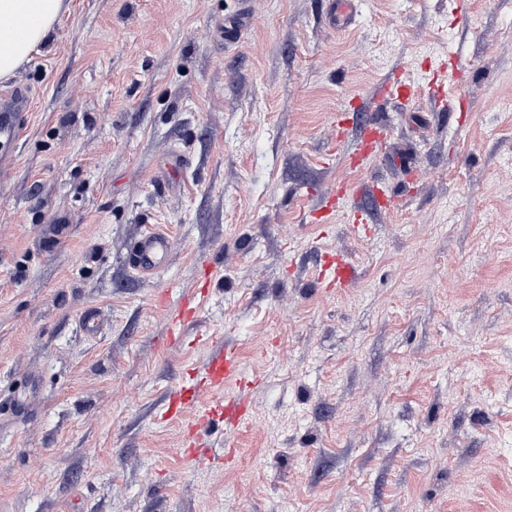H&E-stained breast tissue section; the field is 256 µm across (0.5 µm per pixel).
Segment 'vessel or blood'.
Returning a JSON list of instances; mask_svg holds the SVG:
<instances>
[{
    "mask_svg": "<svg viewBox=\"0 0 512 512\" xmlns=\"http://www.w3.org/2000/svg\"><path fill=\"white\" fill-rule=\"evenodd\" d=\"M378 99H394L407 105L420 97L421 92L392 74L382 79L375 87ZM29 100L23 92H5L0 94V171L9 172L15 161L12 144L22 136L28 118ZM391 130L387 126L370 123L365 125L356 140L347 164L350 168H362L367 161L390 138ZM170 248L167 234L149 231L136 242L133 261L136 269L153 271L158 269ZM327 274V285L343 289L353 287L357 279V269L350 258L343 253L329 256L323 266ZM195 299L187 298L170 310L167 316L169 341L179 340L186 327L196 316ZM254 383L244 371V367L235 349L222 347L212 352L200 371L190 373L188 379L179 385L170 395L166 414H181L190 406L197 407L194 422L184 435L185 455L194 461H215L212 444L208 437L214 426L224 428L225 436L236 434L240 424L246 418L248 393ZM210 393L207 402H200L201 393Z\"/></svg>",
    "mask_w": 512,
    "mask_h": 512,
    "instance_id": "b4317fda",
    "label": "vessel or blood"
}]
</instances>
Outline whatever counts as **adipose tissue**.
Wrapping results in <instances>:
<instances>
[{
  "instance_id": "ef3b65f1",
  "label": "adipose tissue",
  "mask_w": 512,
  "mask_h": 512,
  "mask_svg": "<svg viewBox=\"0 0 512 512\" xmlns=\"http://www.w3.org/2000/svg\"><path fill=\"white\" fill-rule=\"evenodd\" d=\"M67 8L66 0H0V81L30 61Z\"/></svg>"
}]
</instances>
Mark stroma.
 <instances>
[{"label":"stroma","instance_id":"35a3bbf8","mask_svg":"<svg viewBox=\"0 0 512 512\" xmlns=\"http://www.w3.org/2000/svg\"><path fill=\"white\" fill-rule=\"evenodd\" d=\"M443 63L447 111L373 95ZM18 88L0 512H512V0H358L343 28L323 0H70ZM339 112L347 140L392 130L363 169ZM150 230L172 245L144 274ZM333 252L354 287L317 279ZM222 344L260 382L234 463L201 465L163 412ZM170 239L164 232L148 231L135 243L134 267L138 270L155 271L169 251ZM197 303L194 297L186 298L181 303L170 310L167 316L168 322V340L174 342L183 335L185 328L196 317Z\"/></svg>","mask_w":512,"mask_h":512}]
</instances>
